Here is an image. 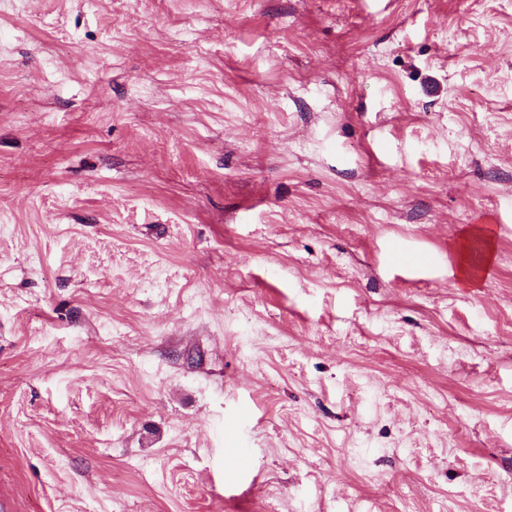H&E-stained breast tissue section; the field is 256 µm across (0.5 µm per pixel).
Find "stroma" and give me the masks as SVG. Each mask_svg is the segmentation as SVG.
Here are the masks:
<instances>
[{
    "label": "stroma",
    "mask_w": 512,
    "mask_h": 512,
    "mask_svg": "<svg viewBox=\"0 0 512 512\" xmlns=\"http://www.w3.org/2000/svg\"><path fill=\"white\" fill-rule=\"evenodd\" d=\"M0 512H512V0H0ZM473 240H480L484 249L478 258L470 252ZM495 232L492 224H474L467 227L454 245L458 254L457 279L463 288H477L478 275L483 267L488 266L494 259Z\"/></svg>",
    "instance_id": "1"
}]
</instances>
